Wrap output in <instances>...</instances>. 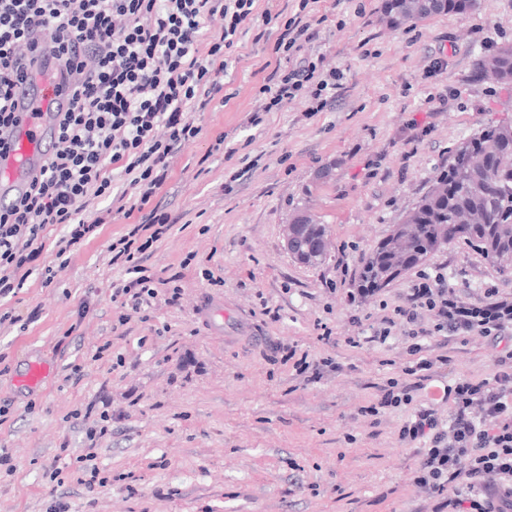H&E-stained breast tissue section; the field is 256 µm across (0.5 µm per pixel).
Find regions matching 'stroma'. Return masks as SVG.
I'll use <instances>...</instances> for the list:
<instances>
[{
    "mask_svg": "<svg viewBox=\"0 0 512 512\" xmlns=\"http://www.w3.org/2000/svg\"><path fill=\"white\" fill-rule=\"evenodd\" d=\"M384 6L256 0V13L277 20L256 22L228 50L224 89L195 113L202 132L171 158L154 199L172 227L140 256L157 290L148 309L113 299L129 277L111 247L134 218L114 213L64 264L62 225L44 231L39 262L54 267L53 282L35 274L0 298V512H436L401 430L420 408L447 420L448 388L491 377L503 346L429 335L419 340L435 362L429 376L405 374V324L386 342L372 335L415 272L366 297L356 290L364 254L449 151L512 119V83L475 75L481 58L512 44V0L396 28ZM302 10L319 36L300 54L337 73L336 92L317 112L310 86L263 111L283 21ZM253 112L259 125L246 122ZM300 210L328 228L321 263L284 248ZM420 269L472 301L488 288L512 296V273L463 242ZM287 345L320 374L282 363ZM34 362L44 378L22 385ZM392 379L412 403L368 414ZM104 410L110 431L90 437Z\"/></svg>",
    "mask_w": 512,
    "mask_h": 512,
    "instance_id": "stroma-1",
    "label": "stroma"
}]
</instances>
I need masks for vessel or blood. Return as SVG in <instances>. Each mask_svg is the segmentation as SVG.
Wrapping results in <instances>:
<instances>
[{
    "mask_svg": "<svg viewBox=\"0 0 512 512\" xmlns=\"http://www.w3.org/2000/svg\"><path fill=\"white\" fill-rule=\"evenodd\" d=\"M26 72V81L14 90L16 123L6 134L7 150L0 154V207L10 205L38 174L47 146L54 141L56 114L72 106V96L56 77L46 47H39Z\"/></svg>",
    "mask_w": 512,
    "mask_h": 512,
    "instance_id": "vessel-or-blood-1",
    "label": "vessel or blood"
}]
</instances>
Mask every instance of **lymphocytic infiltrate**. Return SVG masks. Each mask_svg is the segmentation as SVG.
Returning a JSON list of instances; mask_svg holds the SVG:
<instances>
[{
    "label": "lymphocytic infiltrate",
    "instance_id": "f902f5d3",
    "mask_svg": "<svg viewBox=\"0 0 512 512\" xmlns=\"http://www.w3.org/2000/svg\"><path fill=\"white\" fill-rule=\"evenodd\" d=\"M255 0H0V128L13 120L10 90L23 78L20 64L39 41L51 48L74 104L59 122L54 149L19 200L0 209V297L23 288L33 273L51 282L52 267H38L47 226L67 232L59 254L110 223L111 210L94 223L80 218L92 200L133 196L140 218L118 257L132 279L116 296L135 308L150 306L153 280L136 261V240L158 241L171 227L151 201L169 175V159L201 134L193 114L222 87L226 50L237 46L255 16ZM216 31H208L213 18ZM317 32L302 16L289 18L275 52L276 67L263 92L265 111L280 110L304 83L315 81V62L295 61L299 40ZM166 139H158L157 128ZM123 176L115 185V176ZM464 299L442 276L418 274L397 307L408 325L411 352L427 332L501 336L512 327V296L486 291ZM431 316L432 329L421 320ZM447 424L428 409L416 413L402 437L422 441L414 482L442 496L448 512H512V350L495 361L492 377L458 379L448 393Z\"/></svg>",
    "mask_w": 512,
    "mask_h": 512
}]
</instances>
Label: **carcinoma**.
Instances as JSON below:
<instances>
[{"mask_svg": "<svg viewBox=\"0 0 512 512\" xmlns=\"http://www.w3.org/2000/svg\"><path fill=\"white\" fill-rule=\"evenodd\" d=\"M391 25L426 19L437 13L429 0H402ZM477 74L497 83L512 81V46L481 60ZM479 158L461 166L449 156L448 167L428 191L362 261L360 280L382 288L395 280L390 271H407L432 253L459 240L505 271L512 268V123L490 125L472 137ZM292 223L304 225L302 245L327 234L326 226L305 212Z\"/></svg>", "mask_w": 512, "mask_h": 512, "instance_id": "carcinoma-1", "label": "carcinoma"}]
</instances>
